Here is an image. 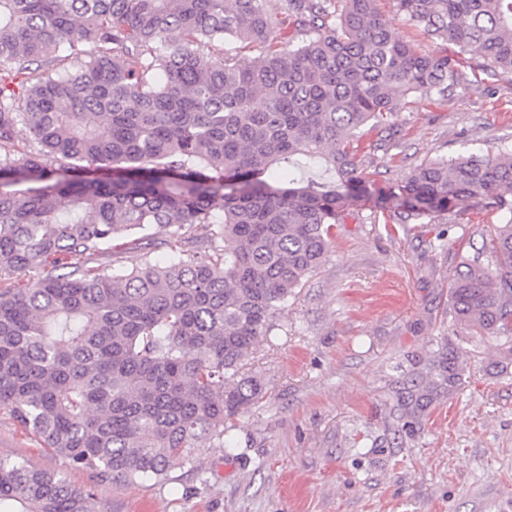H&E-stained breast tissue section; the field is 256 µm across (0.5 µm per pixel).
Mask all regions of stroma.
<instances>
[{
    "label": "stroma",
    "instance_id": "35a3bbf8",
    "mask_svg": "<svg viewBox=\"0 0 512 512\" xmlns=\"http://www.w3.org/2000/svg\"><path fill=\"white\" fill-rule=\"evenodd\" d=\"M392 35L419 53L457 59L468 81L447 96H414L393 135L365 159L379 185L428 159L512 147V74L413 26L378 0ZM497 213L473 199L431 222H393L367 203L337 225L321 270L278 315L243 367L265 397L230 445L196 449L165 480L115 484L45 450L0 410V458L60 474L97 512H512V359L485 338L461 343V389L420 432L396 434L387 383L408 353L456 338L448 286L459 238L479 239ZM452 245L431 250L437 234Z\"/></svg>",
    "mask_w": 512,
    "mask_h": 512
}]
</instances>
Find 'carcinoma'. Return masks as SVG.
<instances>
[{"mask_svg":"<svg viewBox=\"0 0 512 512\" xmlns=\"http://www.w3.org/2000/svg\"><path fill=\"white\" fill-rule=\"evenodd\" d=\"M268 2L0 0V277L35 271L0 288V409L114 483L160 480L230 437L264 398L243 362L373 198L403 222L471 198L502 212L449 302L468 337L512 356V149L428 160L385 190L360 158L409 97L459 85L457 61L394 39L377 0ZM396 4L512 74V0ZM227 40L262 56L243 64ZM20 123L32 149L18 156ZM136 232L139 266H87ZM462 375L446 336L401 370L397 432L414 435ZM92 499L0 458V512H96Z\"/></svg>","mask_w":512,"mask_h":512,"instance_id":"1","label":"carcinoma"}]
</instances>
